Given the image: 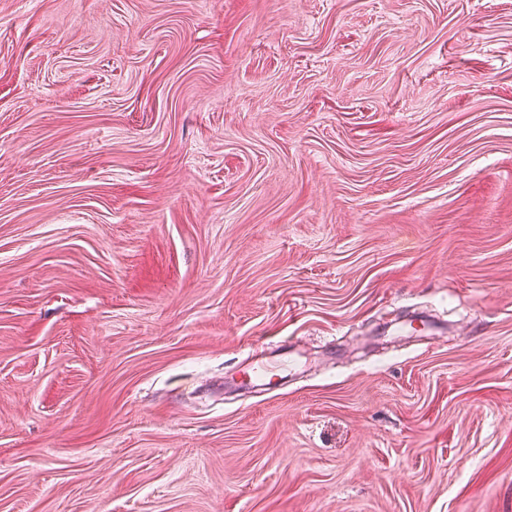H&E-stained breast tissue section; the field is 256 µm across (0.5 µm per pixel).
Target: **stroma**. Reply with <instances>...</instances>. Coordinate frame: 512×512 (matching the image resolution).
Wrapping results in <instances>:
<instances>
[{
	"label": "stroma",
	"instance_id": "35a3bbf8",
	"mask_svg": "<svg viewBox=\"0 0 512 512\" xmlns=\"http://www.w3.org/2000/svg\"><path fill=\"white\" fill-rule=\"evenodd\" d=\"M0 512H512V0H0Z\"/></svg>",
	"mask_w": 512,
	"mask_h": 512
}]
</instances>
